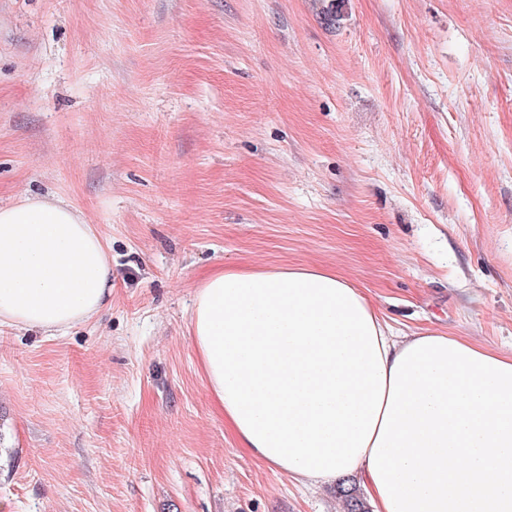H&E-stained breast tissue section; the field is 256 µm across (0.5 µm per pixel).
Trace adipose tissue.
<instances>
[{"label":"adipose tissue","mask_w":512,"mask_h":512,"mask_svg":"<svg viewBox=\"0 0 512 512\" xmlns=\"http://www.w3.org/2000/svg\"><path fill=\"white\" fill-rule=\"evenodd\" d=\"M111 293L110 247L80 211L0 206V326L61 334ZM190 331L241 447L292 482L358 477L373 512H512V353L402 333L324 266L214 270Z\"/></svg>","instance_id":"obj_1"}]
</instances>
